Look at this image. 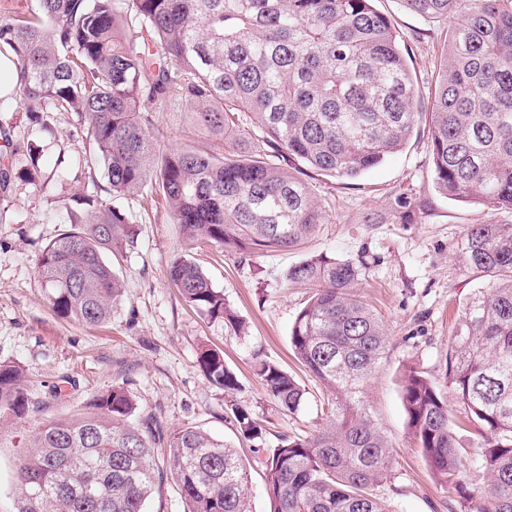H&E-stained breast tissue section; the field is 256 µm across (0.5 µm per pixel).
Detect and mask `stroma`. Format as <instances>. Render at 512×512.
<instances>
[{
	"label": "stroma",
	"mask_w": 512,
	"mask_h": 512,
	"mask_svg": "<svg viewBox=\"0 0 512 512\" xmlns=\"http://www.w3.org/2000/svg\"><path fill=\"white\" fill-rule=\"evenodd\" d=\"M400 33L408 64L422 92L434 84L447 22H429L406 10L401 0H374ZM52 135L33 126L20 107L0 112L14 139L41 155L44 175L36 183L16 181L0 201V361L24 370L23 385L34 406L26 421L0 414V512H14V474L19 432L41 422L75 415L93 396L123 387L135 400V420H160L165 431L196 426L237 448L251 478L254 512H266V449L293 434H313L323 425L327 397L321 385L296 362L292 324L305 306L309 288L288 283L283 273L307 257L366 256L357 290L383 318L389 343L385 357L363 390V400L392 444L391 478L381 493L395 512H461L457 495L432 476L409 435L402 404L406 365L426 371L444 388L448 408L460 406L444 380L448 344L469 294L481 284L478 273L457 257L470 224H512V212L457 201L434 184L427 126L417 128L402 151L353 180L310 172L308 182L325 208L314 237L286 250L253 257L208 245L185 250L177 224L161 198L150 191L117 197L139 229L137 244L114 268L124 280L122 302L110 322L87 325L57 316L38 275L42 249L64 232L60 218L78 197L93 195L102 171L81 159L86 143L71 112H47ZM152 132L159 144H186L219 153L223 145L198 129L185 107L156 112ZM189 254L243 320L234 333L187 304L169 279L174 257ZM219 348L240 388L227 394L213 387L196 363L203 346ZM278 363L308 391L302 409L284 412L265 392L254 370V354ZM250 408L263 425L257 443L240 440L227 418L231 404Z\"/></svg>",
	"instance_id": "1"
}]
</instances>
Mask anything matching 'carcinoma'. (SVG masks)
Segmentation results:
<instances>
[{
    "label": "carcinoma",
    "mask_w": 512,
    "mask_h": 512,
    "mask_svg": "<svg viewBox=\"0 0 512 512\" xmlns=\"http://www.w3.org/2000/svg\"><path fill=\"white\" fill-rule=\"evenodd\" d=\"M28 16L0 19V53L16 57L13 97L43 132V112H72L107 197L78 199L69 225L46 245L38 273L61 317L98 325L112 319L123 279L111 257L137 231L112 205L150 187L166 202L189 247L214 244L239 254L289 249L312 236L324 212L307 171L355 179L402 150L423 115L399 34L373 0H35ZM415 15L448 25L439 76L426 110L435 185L443 195L512 211V4L506 0H401ZM174 101L233 152L218 158L193 147L160 150L145 112ZM246 113L264 153L240 155ZM10 162L0 196L17 179L42 177L38 159L0 125ZM288 159L294 171L273 157ZM460 250L483 274L448 347V388L478 433L457 436L436 383L407 367L402 402L408 429L436 481L468 512H512V224H469ZM368 262L315 255L284 278L312 288L290 333L292 352L327 393L325 425L285 437L268 453V512H394L377 490L388 479L390 444L362 400L386 349L380 315L356 293ZM169 278L183 300L234 331L244 323L206 272L179 255ZM207 381L239 389L223 352L203 346ZM256 374L281 409L296 414L306 389L280 365L255 354ZM22 369L0 362V410L31 409ZM121 387L95 397L83 416L36 429L19 448L15 512H146L159 467L152 443L161 427L138 426ZM239 438L262 425L231 404ZM164 460L184 512H253L248 473L237 450L194 427L171 432ZM488 476L470 491L462 461Z\"/></svg>",
    "instance_id": "carcinoma-1"
}]
</instances>
